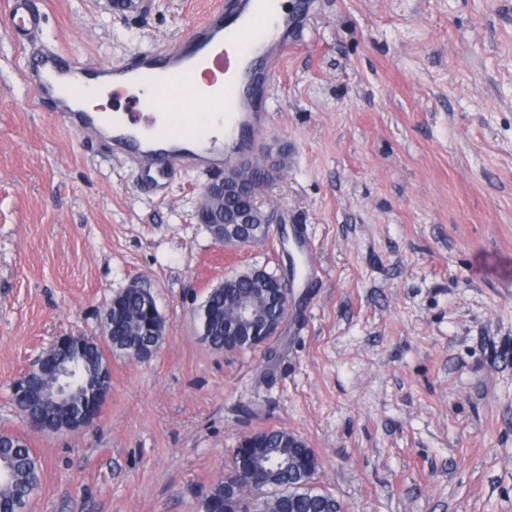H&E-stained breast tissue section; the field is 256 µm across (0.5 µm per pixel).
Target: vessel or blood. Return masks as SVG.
<instances>
[{
	"mask_svg": "<svg viewBox=\"0 0 512 512\" xmlns=\"http://www.w3.org/2000/svg\"><path fill=\"white\" fill-rule=\"evenodd\" d=\"M299 20L281 13L278 0H232L172 46L139 50L114 68L40 39L39 0H13L8 29L29 47L25 74L39 104L76 133L111 145L138 177L160 185L177 172L207 176L257 152L266 116L255 101L271 80L272 64L293 46ZM104 87L138 89L148 121L133 112L107 120L84 108V98ZM198 93L213 96L215 108L177 125L155 121L178 98Z\"/></svg>",
	"mask_w": 512,
	"mask_h": 512,
	"instance_id": "1",
	"label": "vessel or blood"
}]
</instances>
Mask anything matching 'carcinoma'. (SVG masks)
<instances>
[{
  "mask_svg": "<svg viewBox=\"0 0 512 512\" xmlns=\"http://www.w3.org/2000/svg\"><path fill=\"white\" fill-rule=\"evenodd\" d=\"M249 208V199L241 196L224 203V220L232 222ZM252 284L240 280L228 290L216 289L206 297L210 316V336L205 343L215 350L228 345L224 323L232 316L228 295L240 300L250 297ZM120 303L129 313V319L112 321V344L129 340L159 344L162 337L155 335L158 324L155 316L140 302V294L128 292ZM50 385L48 378L38 373L29 375L21 391L12 393L19 411L52 418L56 411L42 401V392ZM235 473L212 485L202 502L203 512H244V487L260 484L272 490L263 512H339L336 498L314 485L318 460L314 450L294 433L271 429L258 433L254 448L236 450ZM0 468L8 470L12 479L0 482V508L12 512L14 501L29 500L41 481V470L28 444L9 435L0 438Z\"/></svg>",
  "mask_w": 512,
  "mask_h": 512,
  "instance_id": "carcinoma-1",
  "label": "carcinoma"
}]
</instances>
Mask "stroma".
<instances>
[{
	"label": "stroma",
	"instance_id": "obj_1",
	"mask_svg": "<svg viewBox=\"0 0 512 512\" xmlns=\"http://www.w3.org/2000/svg\"><path fill=\"white\" fill-rule=\"evenodd\" d=\"M220 0H42V38L117 65ZM273 71L259 197L284 235L228 251L196 219L209 178L163 192L34 100L0 0V432L59 336L103 342L131 282L165 320L110 356L74 434H35L26 512H201L244 436L299 435L347 512H512V0H314ZM321 268H290L296 236ZM287 280L278 336L212 349L195 314L224 277Z\"/></svg>",
	"mask_w": 512,
	"mask_h": 512
}]
</instances>
